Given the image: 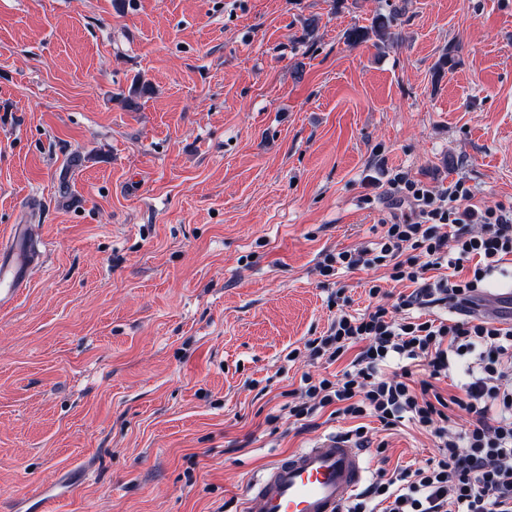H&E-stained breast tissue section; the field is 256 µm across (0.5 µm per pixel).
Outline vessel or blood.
I'll return each mask as SVG.
<instances>
[{
  "instance_id": "1",
  "label": "vessel or blood",
  "mask_w": 512,
  "mask_h": 512,
  "mask_svg": "<svg viewBox=\"0 0 512 512\" xmlns=\"http://www.w3.org/2000/svg\"><path fill=\"white\" fill-rule=\"evenodd\" d=\"M43 258L27 225H13L0 241V308L27 286V271ZM366 480L364 452L351 437L328 433L311 446L269 463L253 486L247 512H344Z\"/></svg>"
}]
</instances>
